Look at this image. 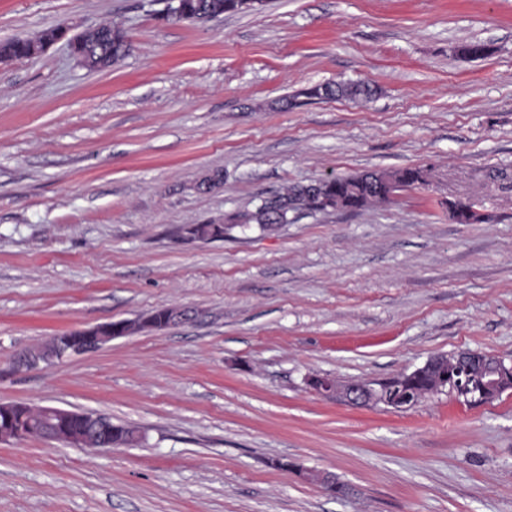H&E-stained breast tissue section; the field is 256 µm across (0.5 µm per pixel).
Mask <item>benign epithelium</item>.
Masks as SVG:
<instances>
[{"label": "benign epithelium", "instance_id": "1", "mask_svg": "<svg viewBox=\"0 0 512 512\" xmlns=\"http://www.w3.org/2000/svg\"><path fill=\"white\" fill-rule=\"evenodd\" d=\"M322 180L318 179L299 188L288 207L298 216L311 210V200L319 192ZM189 319L187 311L173 307L167 311V322L159 324L150 314L135 320H117L95 327L74 330L54 336L46 355H25L20 363L35 367L39 362L61 360L73 355L95 351L102 345L120 337L129 336L143 330H163L171 325ZM411 378H425L429 381V393H439L447 389L470 398L474 402H486L508 390H512V364L499 356L466 349L452 354H439L430 357L422 366L410 371ZM309 386L324 398H334L357 407L384 405L396 410L402 409L398 398L383 394V389L371 381L344 382L327 377H311ZM22 408L20 404L0 403V443L20 440L24 436L16 422L15 415ZM46 440L75 447L95 446L112 448L117 443L112 440V422L109 416L97 414L92 419L77 415L70 410L58 409L51 414L44 429ZM317 481L327 489L344 496L350 488L339 481L335 474L323 471L317 474Z\"/></svg>", "mask_w": 512, "mask_h": 512}]
</instances>
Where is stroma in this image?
<instances>
[{
  "label": "stroma",
  "mask_w": 512,
  "mask_h": 512,
  "mask_svg": "<svg viewBox=\"0 0 512 512\" xmlns=\"http://www.w3.org/2000/svg\"><path fill=\"white\" fill-rule=\"evenodd\" d=\"M159 9L0 0V40L115 20L131 43L102 71L61 42L0 65V403L103 412L145 436L0 444V512H512V390L401 412L307 384L464 349L512 361V188L492 180L512 174V0H266L205 23ZM332 81L377 93L282 109ZM408 167L427 184L355 212L180 236L292 184ZM454 200L485 222L457 223ZM172 306L198 316L13 366L53 336Z\"/></svg>",
  "instance_id": "stroma-1"
}]
</instances>
